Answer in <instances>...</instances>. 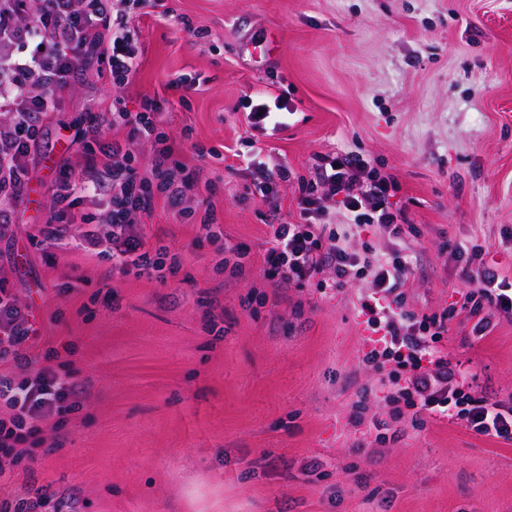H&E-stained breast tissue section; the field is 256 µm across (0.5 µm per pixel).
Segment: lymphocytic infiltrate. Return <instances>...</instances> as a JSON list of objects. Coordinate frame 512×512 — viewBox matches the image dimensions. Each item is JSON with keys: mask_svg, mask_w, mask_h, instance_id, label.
Masks as SVG:
<instances>
[{"mask_svg": "<svg viewBox=\"0 0 512 512\" xmlns=\"http://www.w3.org/2000/svg\"><path fill=\"white\" fill-rule=\"evenodd\" d=\"M159 0H0V241L13 242L15 207L32 179L33 160L60 94L90 72L112 82V112H92L76 137L79 161L60 166L49 215L27 235L31 245L73 241L85 255L112 262V274L147 276L168 282L183 266L179 250L151 243L146 218L164 205L177 219L192 216L190 195L212 188L205 175V151L196 163L181 157L182 138L169 130L163 112L145 100L139 112L123 109V94L137 68L132 38L136 11ZM149 147L141 163L139 146ZM298 185V217L277 220L280 184ZM394 178L369 171L366 160L350 155L315 154L307 173L288 165L262 171L256 186L275 223L268 226V247L261 261L264 278L275 288L315 289L332 297L356 281L368 286L357 298L369 333L362 363L380 373V390L393 421L409 419L423 428L426 419H445L475 435L512 442V405L472 391L470 373L448 357L449 326L459 316L473 319L472 333L484 335L492 316H512V281L502 277L479 243L453 246L464 259L465 291L459 302L424 311L409 302L406 283L412 261L402 247L380 252L371 242L349 250L351 238L387 230L402 238L414 229L390 199ZM102 197L96 214L75 215L80 196ZM348 223L332 220L336 210ZM202 240L213 245L219 270L243 275L248 253L229 243L214 206L199 223ZM29 305L20 303L0 279V453L44 446L43 425L65 427L87 388L68 364H33L36 336Z\"/></svg>", "mask_w": 512, "mask_h": 512, "instance_id": "f902f5d3", "label": "lymphocytic infiltrate"}]
</instances>
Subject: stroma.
<instances>
[{
    "instance_id": "35a3bbf8",
    "label": "stroma",
    "mask_w": 512,
    "mask_h": 512,
    "mask_svg": "<svg viewBox=\"0 0 512 512\" xmlns=\"http://www.w3.org/2000/svg\"><path fill=\"white\" fill-rule=\"evenodd\" d=\"M137 18L138 66L128 111L157 101L182 156L217 149L211 201L224 235L252 271L217 272L196 221L156 209L147 235L183 256L161 285L115 275L74 249L30 246L46 219L59 161L86 113L111 109L105 77L62 95L45 143L54 147L18 208L14 294L36 315L37 365L70 362L88 392L64 444L35 459L0 460V500L46 494L44 512H512V443L445 420L403 425L378 443L372 397L363 425L352 403L377 376L359 364L367 333L358 287L334 299L312 290L274 295L260 267L266 207L250 191L244 153L306 172L314 154H353L395 177L394 198L415 224L407 237L414 306L460 301L462 265L443 243L478 240L512 280V0H162ZM192 31H185L184 22ZM184 78L185 97L167 83ZM279 99L285 128L245 121L261 93ZM219 303L208 307L207 291ZM268 294L266 305L256 295ZM451 325L448 357L476 373V392L512 403V316L485 336ZM327 475L308 472L312 460Z\"/></svg>"
}]
</instances>
